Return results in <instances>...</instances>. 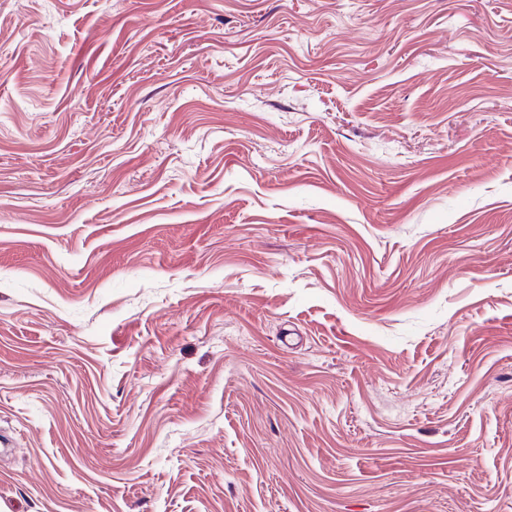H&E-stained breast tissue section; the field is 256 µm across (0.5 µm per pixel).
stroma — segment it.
Here are the masks:
<instances>
[{
    "instance_id": "1",
    "label": "stroma",
    "mask_w": 512,
    "mask_h": 512,
    "mask_svg": "<svg viewBox=\"0 0 512 512\" xmlns=\"http://www.w3.org/2000/svg\"><path fill=\"white\" fill-rule=\"evenodd\" d=\"M0 512H512V0H0Z\"/></svg>"
}]
</instances>
